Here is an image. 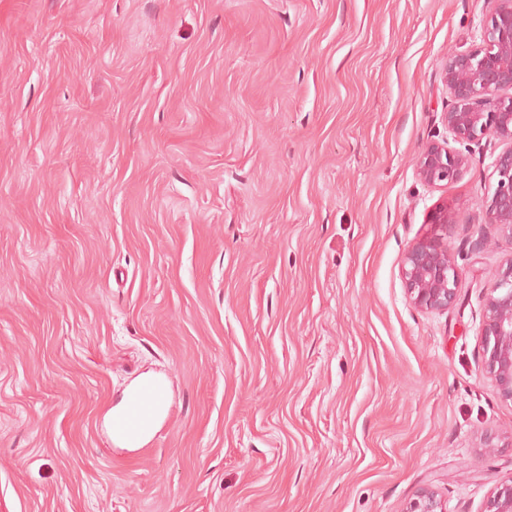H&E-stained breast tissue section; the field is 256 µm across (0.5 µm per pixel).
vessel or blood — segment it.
I'll return each instance as SVG.
<instances>
[{"mask_svg": "<svg viewBox=\"0 0 512 512\" xmlns=\"http://www.w3.org/2000/svg\"><path fill=\"white\" fill-rule=\"evenodd\" d=\"M165 391V386L155 382L133 394L122 410L112 416L113 441L127 448L143 447L145 426L162 413Z\"/></svg>", "mask_w": 512, "mask_h": 512, "instance_id": "vessel-or-blood-1", "label": "vessel or blood"}]
</instances>
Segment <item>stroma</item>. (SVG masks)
<instances>
[{
  "label": "stroma",
  "mask_w": 512,
  "mask_h": 512,
  "mask_svg": "<svg viewBox=\"0 0 512 512\" xmlns=\"http://www.w3.org/2000/svg\"><path fill=\"white\" fill-rule=\"evenodd\" d=\"M486 0H0V512H483L498 143L430 186ZM452 211L445 311L401 274ZM492 244L480 253L468 244ZM148 449L113 445L142 375ZM497 446L483 448L484 438ZM471 155L454 152L447 143H430L418 153L415 161L417 174L426 184L438 185L460 178L471 164ZM403 512H447L446 506L430 487L421 488Z\"/></svg>",
  "instance_id": "obj_1"
}]
</instances>
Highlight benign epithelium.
I'll use <instances>...</instances> for the list:
<instances>
[{
    "mask_svg": "<svg viewBox=\"0 0 512 512\" xmlns=\"http://www.w3.org/2000/svg\"><path fill=\"white\" fill-rule=\"evenodd\" d=\"M490 19L479 47L448 54L441 79L451 96L442 121L457 141L481 145L496 140L503 149L493 161L496 185L481 199L485 224L512 240V0H488ZM471 155L454 152L446 143H430L418 153L417 174L426 184L438 185L460 178ZM426 223L448 231V207L427 215ZM402 278L411 301L427 311H443L455 301L461 270L452 249L439 234L412 243L402 259ZM483 364L502 400L512 401V259L507 272L491 286L484 309ZM403 512H447L430 487L421 488ZM484 512H512V483L487 499Z\"/></svg>",
    "mask_w": 512,
    "mask_h": 512,
    "instance_id": "obj_1",
    "label": "benign epithelium"
}]
</instances>
